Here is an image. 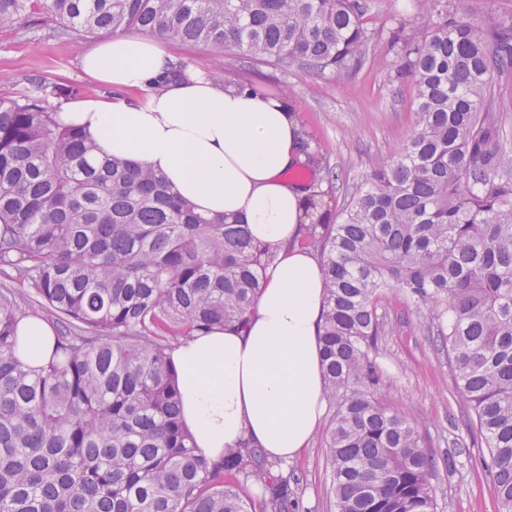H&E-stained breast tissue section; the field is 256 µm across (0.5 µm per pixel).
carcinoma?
Wrapping results in <instances>:
<instances>
[{"instance_id":"obj_1","label":"carcinoma","mask_w":512,"mask_h":512,"mask_svg":"<svg viewBox=\"0 0 512 512\" xmlns=\"http://www.w3.org/2000/svg\"><path fill=\"white\" fill-rule=\"evenodd\" d=\"M425 2L421 39L391 36L414 95L408 135L336 223L310 199L319 215L301 239L325 278L336 512H437L417 426L372 393L389 325L379 307L394 291L428 312L423 334L451 355L498 512H512V143L492 84L512 74V14L473 20L455 0ZM34 8L80 32L138 28L337 74L371 39L370 0H0V28ZM93 151L43 99L0 98V512H288L286 481L258 507L224 482L259 466L257 451L212 463L191 446L167 354L243 322L275 252L150 169ZM28 316L58 326L38 370L15 355Z\"/></svg>"}]
</instances>
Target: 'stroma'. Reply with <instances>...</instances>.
I'll use <instances>...</instances> for the list:
<instances>
[{
  "label": "stroma",
  "mask_w": 512,
  "mask_h": 512,
  "mask_svg": "<svg viewBox=\"0 0 512 512\" xmlns=\"http://www.w3.org/2000/svg\"><path fill=\"white\" fill-rule=\"evenodd\" d=\"M373 2L365 61L342 76L284 70L234 50L214 54L199 44H166L174 63L260 87L267 96L285 98L294 107L320 159L300 173L303 180L317 183L326 171L335 173L333 184L324 189L325 207L332 213L363 182L374 160L398 149L411 124L412 90L392 66L389 38L400 25L421 35L422 0ZM93 40V35L78 36L41 11H27L13 26L0 29V97L27 93L43 98L52 110L62 102L55 93L59 86L77 87L83 99L110 97L111 87L79 67L80 51ZM383 306L390 326L376 355L381 373L376 393L405 410L417 425L436 462L429 481L438 512H496L493 478L483 464L486 444L455 389L447 352L422 335L423 315L414 304L391 295ZM322 445V436H315L311 447L288 467L296 512H336Z\"/></svg>",
  "instance_id": "1"
}]
</instances>
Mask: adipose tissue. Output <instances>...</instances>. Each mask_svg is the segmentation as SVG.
Wrapping results in <instances>:
<instances>
[{"instance_id": "obj_1", "label": "adipose tissue", "mask_w": 512, "mask_h": 512, "mask_svg": "<svg viewBox=\"0 0 512 512\" xmlns=\"http://www.w3.org/2000/svg\"><path fill=\"white\" fill-rule=\"evenodd\" d=\"M171 63L159 38L103 39L83 51L81 67L116 97L63 102L58 119L84 128L98 159L150 168L200 212L243 216L252 236L275 251L246 324L196 334L169 355L196 448L212 462L228 448L256 449L284 479L327 405L324 280L316 254L300 244L312 189L284 178L307 162L303 129L290 107L258 87L200 69L171 80ZM134 90L145 98L130 99ZM18 332L23 362L49 359L54 332L43 318L22 319Z\"/></svg>"}]
</instances>
